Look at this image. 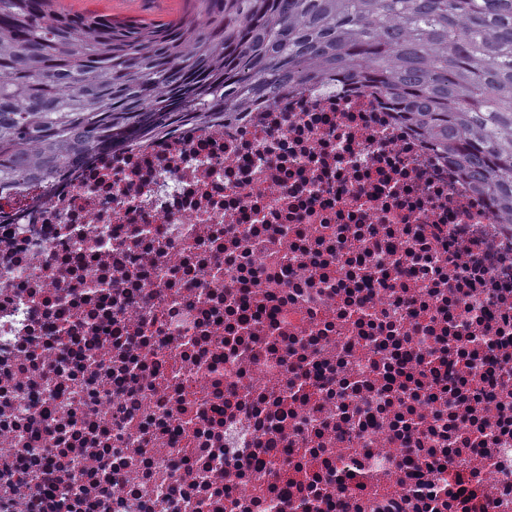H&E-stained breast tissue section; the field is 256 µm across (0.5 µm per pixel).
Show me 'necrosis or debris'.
Wrapping results in <instances>:
<instances>
[{
    "label": "necrosis or debris",
    "mask_w": 512,
    "mask_h": 512,
    "mask_svg": "<svg viewBox=\"0 0 512 512\" xmlns=\"http://www.w3.org/2000/svg\"><path fill=\"white\" fill-rule=\"evenodd\" d=\"M0 191V512H512V225L325 79Z\"/></svg>",
    "instance_id": "obj_1"
}]
</instances>
